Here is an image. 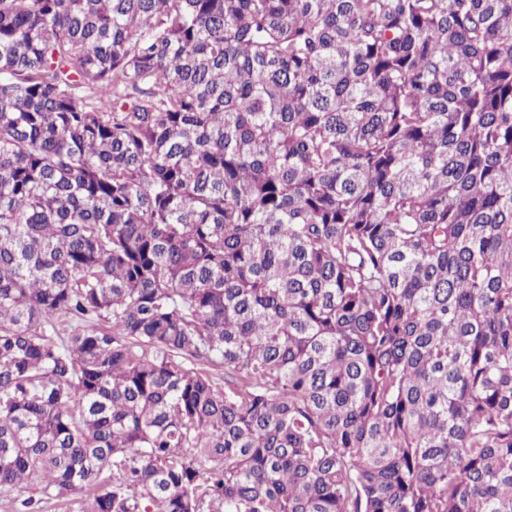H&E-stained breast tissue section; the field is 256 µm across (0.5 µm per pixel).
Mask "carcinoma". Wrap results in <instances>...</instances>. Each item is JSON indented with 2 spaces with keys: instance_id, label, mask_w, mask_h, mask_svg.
I'll use <instances>...</instances> for the list:
<instances>
[{
  "instance_id": "cac0c4a2",
  "label": "carcinoma",
  "mask_w": 512,
  "mask_h": 512,
  "mask_svg": "<svg viewBox=\"0 0 512 512\" xmlns=\"http://www.w3.org/2000/svg\"><path fill=\"white\" fill-rule=\"evenodd\" d=\"M31 478L512 512V0H0V488Z\"/></svg>"
}]
</instances>
